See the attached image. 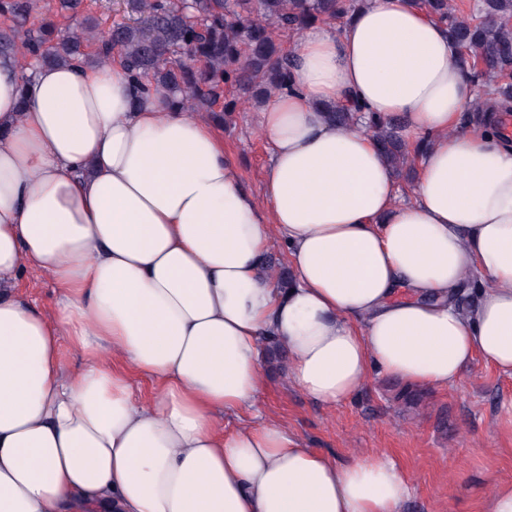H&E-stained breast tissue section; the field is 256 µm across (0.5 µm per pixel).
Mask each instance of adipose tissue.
I'll list each match as a JSON object with an SVG mask.
<instances>
[{
  "label": "adipose tissue",
  "instance_id": "obj_1",
  "mask_svg": "<svg viewBox=\"0 0 512 512\" xmlns=\"http://www.w3.org/2000/svg\"><path fill=\"white\" fill-rule=\"evenodd\" d=\"M292 51L258 111V194L210 123L119 62H0V512H401L387 455L341 465L275 418L218 423L252 406L267 342L328 407L375 374L512 375V138L494 99L467 120L446 25L364 0ZM353 101L421 143L409 198L369 132L325 119ZM27 269L52 279V309L17 294Z\"/></svg>",
  "mask_w": 512,
  "mask_h": 512
}]
</instances>
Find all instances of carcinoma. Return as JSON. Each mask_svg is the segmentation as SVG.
Listing matches in <instances>:
<instances>
[{"label": "carcinoma", "mask_w": 512, "mask_h": 512, "mask_svg": "<svg viewBox=\"0 0 512 512\" xmlns=\"http://www.w3.org/2000/svg\"><path fill=\"white\" fill-rule=\"evenodd\" d=\"M43 0H0V59L24 66L116 58L130 75L169 94L193 112L227 117L236 97L256 102L288 87L291 51L281 38L311 23L353 12L362 0H129L132 16L98 32L83 15L84 0H54L55 13L82 16L70 35L55 25L26 27ZM430 14L447 22L448 37L461 52L478 97L493 95L512 104V0H480L478 13L463 15L453 0H422ZM329 120L349 128L361 121L355 104H328ZM366 127L399 175L411 173L415 157L396 118L371 119Z\"/></svg>", "instance_id": "cac0c4a2"}]
</instances>
